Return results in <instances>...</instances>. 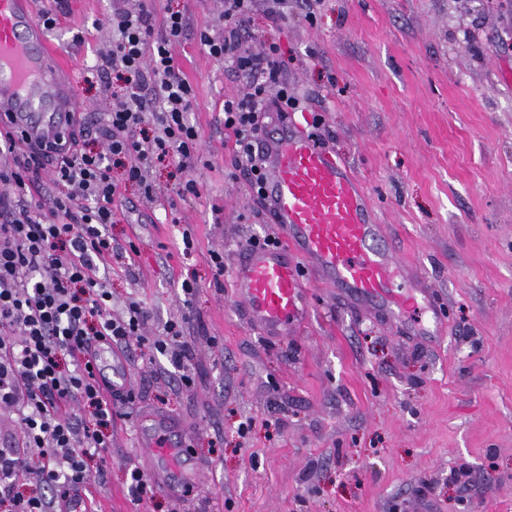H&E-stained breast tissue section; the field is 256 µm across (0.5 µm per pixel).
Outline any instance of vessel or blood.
<instances>
[{"mask_svg": "<svg viewBox=\"0 0 512 512\" xmlns=\"http://www.w3.org/2000/svg\"><path fill=\"white\" fill-rule=\"evenodd\" d=\"M77 110L72 72L36 21L31 0H0V125L18 145L63 138ZM264 208L281 231L284 247L241 248L233 286L251 326L279 338L309 306L305 270L356 305L402 319L415 313L435 333L438 310L430 288L415 280L385 242L384 227L361 180L335 151L309 138L302 122L263 135ZM94 371L113 393L128 390L130 369L113 351L98 350ZM179 428L151 418L142 433L155 466L153 482L172 490L195 484L200 467L174 452Z\"/></svg>", "mask_w": 512, "mask_h": 512, "instance_id": "obj_1", "label": "vessel or blood"}]
</instances>
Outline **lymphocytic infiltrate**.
<instances>
[{"label":"lymphocytic infiltrate","mask_w":512,"mask_h":512,"mask_svg":"<svg viewBox=\"0 0 512 512\" xmlns=\"http://www.w3.org/2000/svg\"><path fill=\"white\" fill-rule=\"evenodd\" d=\"M254 0H224L223 40L200 32L217 60L257 75L251 92L224 100V131L251 192L263 193V165L256 147L268 113L287 114L295 99L281 79V49H242ZM112 50L104 66L132 87L110 112L102 149L85 146L71 131L50 145L19 152L11 134L0 133V408L16 417L13 432L0 434V512H58L69 491L88 490L92 462L112 446L115 402L96 379L94 346L128 351L144 342L149 312L128 299L123 316L112 314V290L97 272L115 252L109 231L123 182L157 188L145 168L171 160L188 168L200 157L197 128L187 118L195 99L191 82L172 54L185 31L181 11L154 28L147 8L113 13ZM53 162L52 198L33 197L46 162ZM124 171L115 180L112 171ZM157 351L179 367V383L193 377L186 364L193 344L181 321L164 325Z\"/></svg>","instance_id":"lymphocytic-infiltrate-1"}]
</instances>
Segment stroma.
Returning <instances> with one entry per match:
<instances>
[{
  "label": "stroma",
  "mask_w": 512,
  "mask_h": 512,
  "mask_svg": "<svg viewBox=\"0 0 512 512\" xmlns=\"http://www.w3.org/2000/svg\"><path fill=\"white\" fill-rule=\"evenodd\" d=\"M52 40L75 67L82 115L105 120L123 82L95 68L112 48L113 0H68ZM154 24L183 11L173 48L195 90L199 196L149 202L123 190L111 228L134 260L105 262L122 315L127 297L150 314L133 348L132 402L82 505L93 512H512V0H255L243 51L275 43L282 78L308 113L305 131L336 151L369 192L396 256L413 261L443 315L429 342L353 306L305 273L311 299L288 336L251 329L231 273L242 242L276 235L247 191L224 133V100L251 79L211 58L196 33L224 36L222 0H151ZM195 249L184 254L182 235ZM193 280L192 308L179 286ZM195 339L194 383L150 346L168 320ZM182 421L197 485L136 501L147 472L142 415ZM251 421L246 437L238 425Z\"/></svg>",
  "instance_id": "stroma-1"
}]
</instances>
